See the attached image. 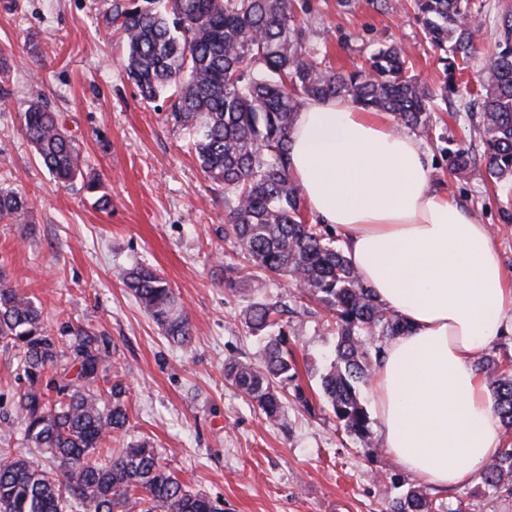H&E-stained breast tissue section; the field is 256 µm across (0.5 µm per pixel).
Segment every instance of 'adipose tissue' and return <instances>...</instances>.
I'll list each match as a JSON object with an SVG mask.
<instances>
[{
    "instance_id": "adipose-tissue-1",
    "label": "adipose tissue",
    "mask_w": 512,
    "mask_h": 512,
    "mask_svg": "<svg viewBox=\"0 0 512 512\" xmlns=\"http://www.w3.org/2000/svg\"><path fill=\"white\" fill-rule=\"evenodd\" d=\"M392 113L351 100L306 102L288 171L308 211L340 229L353 267L407 324L371 386L383 446L419 481L470 484L502 445L474 359L512 313L486 225L432 187L429 153Z\"/></svg>"
}]
</instances>
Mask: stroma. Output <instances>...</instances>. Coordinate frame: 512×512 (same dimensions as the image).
I'll return each instance as SVG.
<instances>
[{
  "label": "stroma",
  "mask_w": 512,
  "mask_h": 512,
  "mask_svg": "<svg viewBox=\"0 0 512 512\" xmlns=\"http://www.w3.org/2000/svg\"><path fill=\"white\" fill-rule=\"evenodd\" d=\"M311 46L339 71L359 65L379 44L407 53L411 75L441 86L444 68L426 44L406 0H306ZM111 0H11L0 8V188L30 201L23 224L0 223V273L43 312L62 345L86 330L107 337L112 352L94 390L113 380L127 387L125 442L149 441L164 466L207 494L221 512H387L418 481L385 448H367L347 433L321 387L336 345L324 311L297 303L295 284L259 276L237 291L224 286L238 257L224 240L227 208L193 149L194 135L176 124L170 100L143 101L128 79L127 48L105 20ZM484 56L456 71V91L433 114L425 145L431 183L486 224L502 268L512 278V182L480 181L451 172L448 151L486 148L476 101ZM41 102L62 113L85 161L82 178L56 183L36 160L21 114ZM96 180L111 200L99 208L87 191ZM153 266L183 303L192 342L171 343L117 276ZM281 301L296 359L295 389L283 394L279 423L224 379L225 360L259 347L244 324L256 302ZM27 381L12 349L0 345V448L23 443L18 398ZM426 494L443 512L470 504L475 512H512V496L482 481Z\"/></svg>",
  "instance_id": "1"
}]
</instances>
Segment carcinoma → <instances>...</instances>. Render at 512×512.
Returning a JSON list of instances; mask_svg holds the SVG:
<instances>
[{"instance_id":"carcinoma-1","label":"carcinoma","mask_w":512,"mask_h":512,"mask_svg":"<svg viewBox=\"0 0 512 512\" xmlns=\"http://www.w3.org/2000/svg\"><path fill=\"white\" fill-rule=\"evenodd\" d=\"M427 42L445 54V80L435 91L408 74L403 51L381 46L364 65L342 73L322 65L308 47L294 0H114L109 25L127 45L126 72L147 102L167 92L174 119L197 125L193 143L201 167L224 187L228 208L224 240L247 261L249 272L229 265L224 285L234 291L248 278H290L300 295L317 302L336 323L330 369L322 378L328 406L365 447L375 446L370 417L356 384L378 365L382 346L360 336L386 338L404 331L402 319L368 288L343 250L318 224L307 223L304 205L288 174V135L307 100L349 98L392 112L410 130L431 129L435 100L456 90L457 60L485 48L481 127L484 166L464 149L449 154V167L472 178H512V44L483 43L479 28L465 25L482 4L476 0H414ZM23 130L40 164L56 180H74L80 153L59 114L38 103L23 112ZM29 212L21 194L0 188V222L18 223ZM143 311L173 342L186 345L192 324L179 297L157 270L137 266L121 273ZM285 305H251L244 324L263 340L255 357L232 359L224 375L256 403L266 419L282 416L279 390L296 375L287 341L272 334ZM0 342L15 351L28 387L19 399L26 447L50 460L45 468L23 452L0 450V512H219L204 493L168 471L150 443L112 448L127 432L125 386L108 399L89 387L110 356V341L82 331L73 349L76 376L50 400L40 385L63 356L31 297L0 278ZM492 391L500 423L512 429V374L490 358L476 362ZM493 493L512 496V447L505 445L481 471ZM390 512H439L419 490L390 505Z\"/></svg>"}]
</instances>
